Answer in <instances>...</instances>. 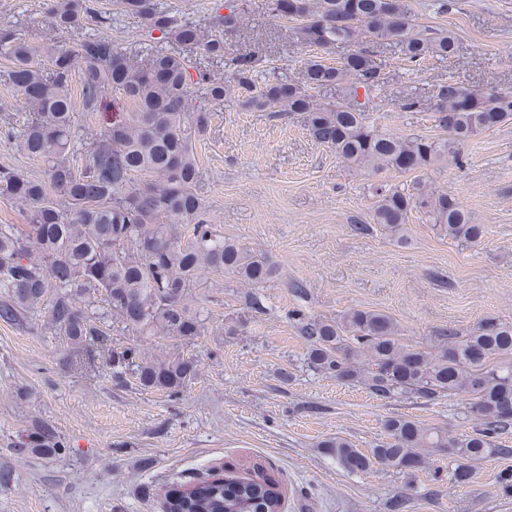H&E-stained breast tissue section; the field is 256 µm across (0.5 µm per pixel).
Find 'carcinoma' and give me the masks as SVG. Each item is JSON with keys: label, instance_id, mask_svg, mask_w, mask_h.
Returning a JSON list of instances; mask_svg holds the SVG:
<instances>
[{"label": "carcinoma", "instance_id": "cac0c4a2", "mask_svg": "<svg viewBox=\"0 0 512 512\" xmlns=\"http://www.w3.org/2000/svg\"><path fill=\"white\" fill-rule=\"evenodd\" d=\"M265 0L275 17L294 21L300 39L320 49L354 45L337 66L317 58L307 64L303 84L283 79L256 84L253 56L229 60L228 80L192 62L203 52L224 57L221 34L236 32L249 0L216 5L208 26L168 13L155 0H117L121 12L139 19L149 41L176 43L131 57L112 42V17L90 0H46L45 20L54 30L78 32L87 19L95 33L67 48L34 45L11 25L0 28V57L22 111L0 127L22 150L43 163L44 176L0 171V195L23 210L25 228L0 224V319L15 322L40 307L47 327L74 351L106 356L112 379L132 374L144 391L179 396L198 375L195 359L173 350L163 357L142 353L151 336L190 339L204 331L208 313L196 292L210 274H228L247 287L243 314L224 322L237 336L247 314H263L259 291L271 275L264 258L237 240L216 233L206 202L196 193L201 177L191 135L210 126V106L237 90L240 106L288 120L303 117L313 141L332 149L356 170L424 172L439 162L466 163L465 146L480 133L512 118L511 92H480L449 82L439 87L434 109L444 138L399 136L367 121L372 91L383 83L382 64L367 37L394 42L410 63L446 60L456 48L449 30L419 25L403 0ZM226 13H221V10ZM344 85L350 103L324 106L312 91ZM96 138L83 147L77 116L106 114ZM75 163H70V160ZM373 223L404 238L412 211L422 212L439 234L477 244L484 226L455 196L424 178L402 190H376ZM304 340L312 372L365 386L383 399L433 401L462 395L480 427L452 435L419 422L392 417L387 440L362 453L340 437L319 443L350 473L374 464L396 470L424 467V448L448 455V477L470 482L473 466L492 455L512 456L503 438L512 433V325L488 319L461 334L450 327L420 346L405 344L389 315L353 308L337 319L288 310ZM134 337L112 347V321ZM64 439L41 426L16 450L59 455ZM282 494L266 474L227 469L224 482L198 479L168 492L166 512H279Z\"/></svg>", "mask_w": 512, "mask_h": 512}]
</instances>
